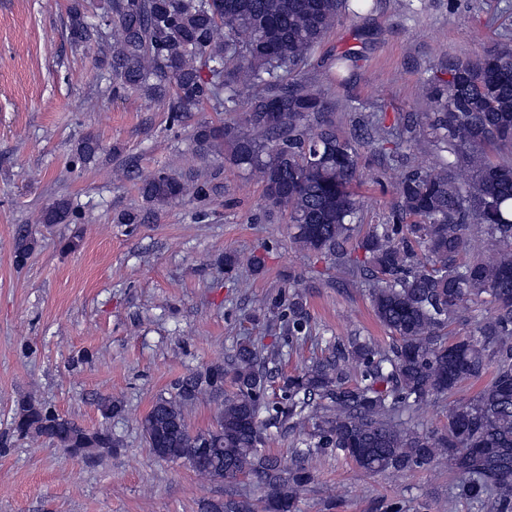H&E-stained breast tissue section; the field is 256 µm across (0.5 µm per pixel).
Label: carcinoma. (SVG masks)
<instances>
[{
	"label": "carcinoma",
	"instance_id": "cac0c4a2",
	"mask_svg": "<svg viewBox=\"0 0 512 512\" xmlns=\"http://www.w3.org/2000/svg\"><path fill=\"white\" fill-rule=\"evenodd\" d=\"M374 0H72L69 33L76 47L96 48L114 89L143 92L172 121L206 102L230 125L201 123L196 151L222 155L264 186L268 204L285 209L293 239L305 251L348 271L367 289L377 320L395 337L379 348L357 338L329 357L283 378L280 398L267 399L270 367L282 352L245 337L226 365L191 370L170 396H159L141 422L152 454L191 462L209 481L250 476L265 490V512H295L311 482L310 460L341 451L369 474L406 473L439 463L458 476L455 497L478 512H512V39L475 59L450 60L426 80L421 112L386 124L382 112L360 113L347 136L327 115L325 90L296 76L325 34L346 14L360 17ZM431 139L446 157L412 164L411 149ZM392 158L399 172L391 224L361 231L351 191L359 150ZM99 153L88 135L69 167ZM149 205L206 196L205 184L164 171L140 187ZM84 218L67 198L43 213L44 224ZM38 239L27 225L12 241L14 263L26 264ZM489 303V317L475 305ZM265 299L269 320L288 342L310 337L299 292ZM470 327L451 335L454 325ZM231 375L234 391H224ZM479 384L448 408L443 430L424 432L415 412ZM201 396L221 400L216 424L194 431L186 408ZM14 433L43 438L66 456L94 458L116 447L107 428L87 430L53 407L21 400ZM296 433L300 449L283 461L265 449L269 429ZM206 512H252L228 499Z\"/></svg>",
	"mask_w": 512,
	"mask_h": 512
}]
</instances>
